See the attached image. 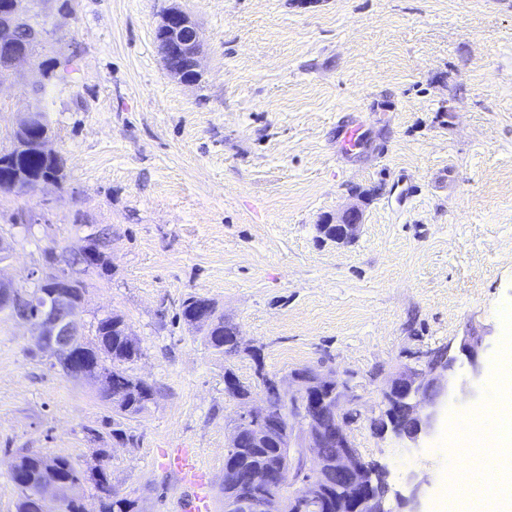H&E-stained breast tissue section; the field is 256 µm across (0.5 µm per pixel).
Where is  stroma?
<instances>
[{
    "instance_id": "35a3bbf8",
    "label": "stroma",
    "mask_w": 512,
    "mask_h": 512,
    "mask_svg": "<svg viewBox=\"0 0 512 512\" xmlns=\"http://www.w3.org/2000/svg\"><path fill=\"white\" fill-rule=\"evenodd\" d=\"M180 6L197 22L202 76L171 75L155 29ZM36 53L0 81V149L21 112L39 108L62 162L59 183L0 193L12 255L0 275L28 286L50 246L107 228L109 275L91 277L84 321L115 312L142 348L130 365L156 388L106 441L112 482L140 512H179L186 492L165 468L196 449L221 501L227 431L242 410L233 373L260 397L259 373L336 372L361 400L349 425L393 493L420 482L497 512L512 486L471 491L467 469L495 451L480 418L507 391L494 379L512 343V0H32ZM365 138L340 151L336 127ZM354 241L316 226L350 206ZM210 300L243 342L213 353L179 318ZM482 338L474 391H457L440 427L445 455L380 435L381 389L421 353ZM26 327L0 313V512H15L10 464L24 449L91 458L89 427L112 411L94 386L27 353ZM417 455L415 466L396 461Z\"/></svg>"
}]
</instances>
